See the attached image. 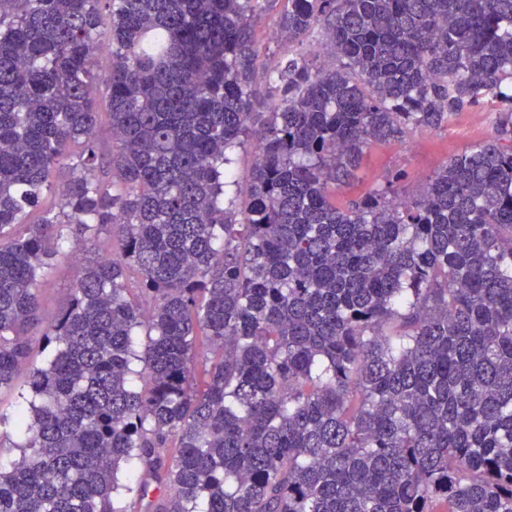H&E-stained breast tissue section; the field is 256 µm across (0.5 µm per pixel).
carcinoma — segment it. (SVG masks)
<instances>
[{
  "label": "carcinoma",
  "instance_id": "1",
  "mask_svg": "<svg viewBox=\"0 0 512 512\" xmlns=\"http://www.w3.org/2000/svg\"><path fill=\"white\" fill-rule=\"evenodd\" d=\"M317 26L333 68L295 49ZM488 102L421 195L396 171L333 202L370 142ZM103 230L0 512H512V0H0V389L41 282ZM255 153L254 143L247 144L244 149L238 150L236 175L242 197H245L248 188L250 171L255 162Z\"/></svg>",
  "mask_w": 512,
  "mask_h": 512
}]
</instances>
